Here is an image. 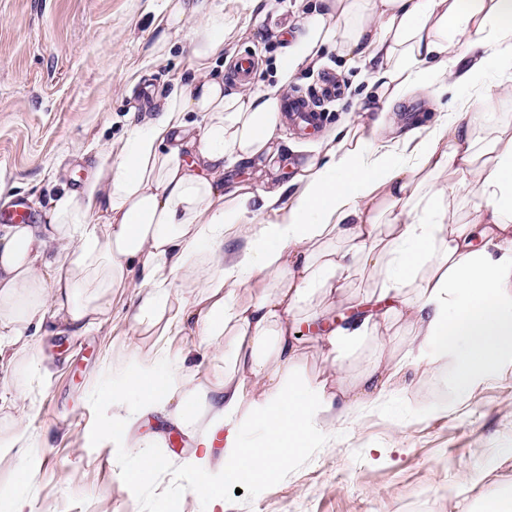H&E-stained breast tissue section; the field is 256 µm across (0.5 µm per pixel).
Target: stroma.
I'll return each mask as SVG.
<instances>
[{"mask_svg": "<svg viewBox=\"0 0 512 512\" xmlns=\"http://www.w3.org/2000/svg\"><path fill=\"white\" fill-rule=\"evenodd\" d=\"M166 2L0 0V212L22 199L45 223L51 199L92 178L105 143L141 123L139 87L151 85L160 98L190 82V42L168 27ZM217 2L224 7V66L215 76L247 54L257 63L254 81L275 84L284 30L299 20L296 0H275L266 12L253 0ZM327 71L339 92L325 102L316 128L284 124L278 145L287 165L273 171L253 162L225 164V192L292 183L333 132L379 118L382 89L333 51L300 67L289 94L317 95ZM438 117L424 93L408 94L391 113L393 133L433 127ZM380 287L371 273L350 277L327 319L344 326L364 316ZM192 299L189 289L173 288V306L187 311L167 341L190 348L188 366L205 376L208 363L193 352L200 338ZM135 307L131 290L115 289L111 310L87 332L73 334L52 320L53 333L38 348L47 369L14 362V388L0 383V396L10 403L0 410V432L23 418L39 447L0 458L1 507L23 489L31 512H211L208 498L196 494L198 476L189 466L196 432L161 412L139 418L129 438L154 447L162 462L142 485L122 478L136 467L135 455L101 441L112 421L104 398L112 389L111 365L124 344L155 341L131 322ZM406 349V331L397 326L348 354V386L377 357L406 366L375 402L344 415L276 478L225 488L223 512H456L457 480L478 465L489 475L469 489V498L484 501L512 485V365L462 394L451 368L433 372L425 362L406 361ZM296 374L309 385L336 379L314 334L300 338Z\"/></svg>", "mask_w": 512, "mask_h": 512, "instance_id": "1", "label": "stroma"}]
</instances>
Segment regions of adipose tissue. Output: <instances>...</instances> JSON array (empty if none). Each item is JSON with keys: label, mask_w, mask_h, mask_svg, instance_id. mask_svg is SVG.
Segmentation results:
<instances>
[{"label": "adipose tissue", "mask_w": 512, "mask_h": 512, "mask_svg": "<svg viewBox=\"0 0 512 512\" xmlns=\"http://www.w3.org/2000/svg\"><path fill=\"white\" fill-rule=\"evenodd\" d=\"M321 2L302 12L286 40L277 83L228 95L210 73L224 57L223 9L169 0L168 26L189 31L191 82L107 143L94 176L52 200L45 223L0 226V327L9 330L0 358L28 354L50 312L87 330L116 288L138 296L134 323L164 336L179 323L173 288L195 293L204 356H231L236 370L205 385L179 366L162 375L154 361L170 358V349L146 358L132 343L112 371L108 399L121 429L163 410L198 429L202 471L223 435V473L203 484L217 505L226 487L285 470L401 371L377 361L357 382L361 397L344 402L327 384L296 377L303 303L335 299L355 267L373 270L392 304L332 331V353L401 321L410 353L430 368L452 367L459 389L512 361V129L484 122L495 109L488 75H502V89L512 91V0ZM327 47L358 62L385 91L386 106L416 89L440 99L445 117L392 148L380 119L331 137L283 219L261 223L254 201L270 208L281 190L228 199L217 176L225 161L271 155L292 73ZM462 87L468 97H459ZM193 112L204 126L189 121ZM190 146L193 166L182 154ZM240 233L245 246L226 250ZM477 237L485 241L479 250Z\"/></svg>", "instance_id": "obj_1"}]
</instances>
